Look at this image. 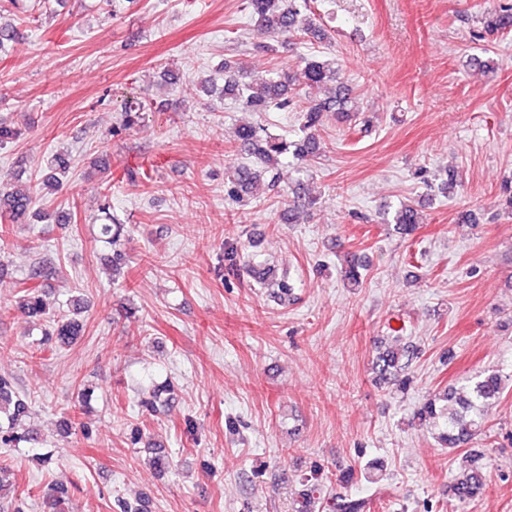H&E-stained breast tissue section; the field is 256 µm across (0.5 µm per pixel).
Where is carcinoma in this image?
Listing matches in <instances>:
<instances>
[{"mask_svg": "<svg viewBox=\"0 0 512 512\" xmlns=\"http://www.w3.org/2000/svg\"><path fill=\"white\" fill-rule=\"evenodd\" d=\"M247 9L254 21V33L262 39L256 47L275 51V44L285 46L305 43V39H327L325 30L309 14L310 8L297 7L286 0H246ZM483 32L489 36L512 33V5L503 4L484 15ZM302 85L309 89L333 86V94L323 98L308 97L300 103L293 92L295 76L291 72L274 71L267 77L253 76L239 66L224 63L221 73L223 85L210 78L201 88L208 94H219L223 99L242 102L253 112H265L271 107L291 109L299 113L303 137L295 141L262 136L265 129L252 125L238 128L237 138L245 152L255 158L251 166H230L225 172L224 185L228 193L253 196L276 186L275 169L280 158L292 155L305 160L319 151L318 130L323 114L335 112L345 120L360 112L359 99L354 91L341 81L340 71L326 60L315 57L302 58ZM140 105L130 103L122 110L119 130H130L142 120ZM68 158L56 153L47 162L40 183L46 190H55L68 173ZM33 196L28 191H0V215L12 224H24L32 209ZM423 217L412 204L402 203L384 218L385 223L397 226L399 233L413 234ZM20 304L33 316H44L52 322L51 335L70 344L81 335L82 322L73 314L50 312L36 287H27L19 299ZM416 357V349L408 345L400 350L385 349L373 360L372 370L376 381L410 389L413 378L409 368ZM504 390L502 376L495 370L483 371L468 379V385L458 390L450 387L441 395L425 398L413 414V419L429 423L437 430L440 445L450 450L464 448L486 433L489 405L499 400ZM28 402L21 398L10 378L0 375V445L18 447L22 443L37 441L34 434L22 427L23 418L29 414ZM476 454L468 455V465L450 485V508L470 504L481 499L487 489V477L478 465ZM67 489L57 486L46 494L43 512H60V504ZM305 510L315 512H371L377 507L375 499L337 493L320 501L310 492L303 494Z\"/></svg>", "mask_w": 512, "mask_h": 512, "instance_id": "carcinoma-1", "label": "carcinoma"}]
</instances>
